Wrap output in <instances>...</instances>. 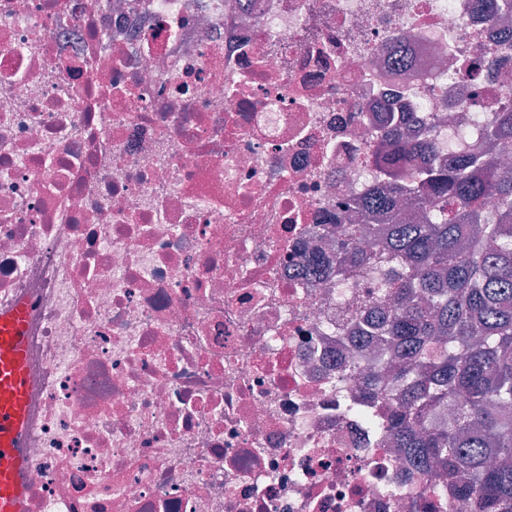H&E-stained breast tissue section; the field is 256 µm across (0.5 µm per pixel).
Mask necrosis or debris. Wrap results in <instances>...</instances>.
Listing matches in <instances>:
<instances>
[{"label": "necrosis or debris", "instance_id": "4bbe7bcc", "mask_svg": "<svg viewBox=\"0 0 512 512\" xmlns=\"http://www.w3.org/2000/svg\"><path fill=\"white\" fill-rule=\"evenodd\" d=\"M480 0H0V312L28 303L27 512H445L360 377L392 106L433 162L512 93ZM407 41L417 73L389 57Z\"/></svg>", "mask_w": 512, "mask_h": 512}]
</instances>
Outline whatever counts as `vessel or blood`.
<instances>
[{
  "label": "vessel or blood",
  "instance_id": "obj_1",
  "mask_svg": "<svg viewBox=\"0 0 512 512\" xmlns=\"http://www.w3.org/2000/svg\"><path fill=\"white\" fill-rule=\"evenodd\" d=\"M27 313L21 303L0 314V512H26Z\"/></svg>",
  "mask_w": 512,
  "mask_h": 512
}]
</instances>
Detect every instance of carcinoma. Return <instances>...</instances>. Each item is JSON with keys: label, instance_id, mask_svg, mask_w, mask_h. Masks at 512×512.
Segmentation results:
<instances>
[{"label": "carcinoma", "instance_id": "obj_1", "mask_svg": "<svg viewBox=\"0 0 512 512\" xmlns=\"http://www.w3.org/2000/svg\"><path fill=\"white\" fill-rule=\"evenodd\" d=\"M386 121L372 154L386 183L362 207L393 215L407 200L422 223L393 222L376 250L360 247L362 225L345 224L336 251V271L377 270L374 292L389 301L370 326L400 361L384 371L403 415L373 427L408 449L439 497L448 488L431 477L435 464L448 466L470 512H512V170L499 163L512 153V107L436 166L415 163L431 152L433 127L412 138L397 116Z\"/></svg>", "mask_w": 512, "mask_h": 512}]
</instances>
